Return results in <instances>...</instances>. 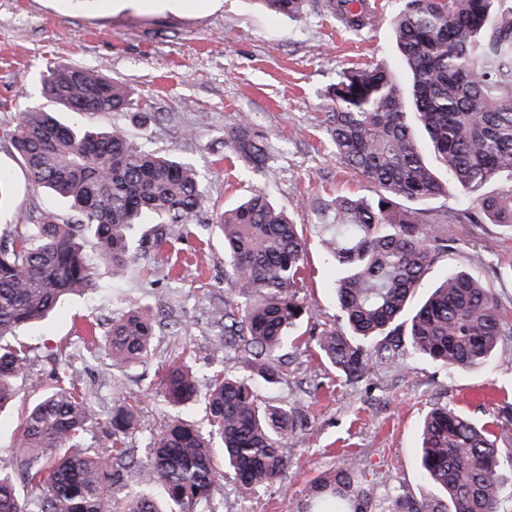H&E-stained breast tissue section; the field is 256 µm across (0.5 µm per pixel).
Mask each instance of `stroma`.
I'll use <instances>...</instances> for the list:
<instances>
[{"instance_id":"35a3bbf8","label":"stroma","mask_w":512,"mask_h":512,"mask_svg":"<svg viewBox=\"0 0 512 512\" xmlns=\"http://www.w3.org/2000/svg\"><path fill=\"white\" fill-rule=\"evenodd\" d=\"M112 2L0 0V131L12 128L25 107L41 104V77L54 63L93 68L126 85L131 105L91 115L90 123L120 129L134 144L194 163L204 175L203 207L190 226L143 225L145 238L159 229L166 242L148 249L145 260L120 279L96 257L94 239H85V251L96 258L92 290L50 320L18 332L32 361L21 402L0 415V465L10 459L27 403L55 386L56 363L68 353L74 382L89 388L99 409L111 408L124 394L139 397L138 427L125 444L134 457L144 458L168 416L157 394L163 372L170 357L186 352L193 372L226 370L251 378L261 404L295 402L306 415L302 430L285 441L291 465L282 479L247 496L232 479H221L211 491L214 512H297L308 481L349 459L375 492V512H388L399 495H435L421 475L420 421L436 404L478 423L511 407L512 335L501 338L482 372H452L428 358L398 353L374 359L369 377L353 382L323 361L311 342L283 346L286 374L274 385L257 377L248 356L228 361L211 347L218 332L214 313L232 295L224 278V242L211 218L257 188L304 226L309 246L298 287L311 311L304 330L338 324L336 272L325 259L308 204L339 193L370 196L375 187L345 174L331 147L324 119L335 104L327 90L349 68H398L391 20L404 0H370L373 22L358 33L338 21L326 0H308L297 18L269 14L253 0H206L198 9H119ZM243 114L251 116L268 148L258 173L224 147ZM0 172L10 182L0 206V235L49 210L60 223L76 220L66 202L31 185L21 158L1 140ZM462 208L452 193L421 204L426 219H448L441 227L448 252L426 282L434 284L451 269L464 271L512 314V228L465 223ZM134 304L162 318L147 364L116 372L102 359L75 356L88 325L106 336L113 318Z\"/></svg>"}]
</instances>
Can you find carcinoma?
I'll list each match as a JSON object with an SVG mask.
<instances>
[{"instance_id":"obj_1","label":"carcinoma","mask_w":512,"mask_h":512,"mask_svg":"<svg viewBox=\"0 0 512 512\" xmlns=\"http://www.w3.org/2000/svg\"><path fill=\"white\" fill-rule=\"evenodd\" d=\"M307 0H258L269 13L297 16ZM334 0L346 27L361 29L369 17ZM409 76L412 100L386 68H350L328 89L336 109L328 135L349 172L374 184V197L338 196L310 207L327 258L335 265L341 326L312 333L319 353L347 381L372 369L370 342L407 336L396 348L459 371L485 368L499 339L512 334L501 303L476 278L451 270L402 322L428 270L446 252L436 227L422 213L397 206L450 190L467 202L464 217L512 227V182L480 193L503 173L512 175V0H405L392 21ZM46 104L29 106L6 133L32 183L66 200L77 223L61 224L51 211L21 224L0 244V412L28 379L27 347L17 329L59 311L71 295L95 283V266L82 239L91 234L99 253L120 276L143 258L138 227L197 221L202 206L196 166L131 144L118 129L64 122L77 115L121 112L131 104L122 84L97 71L59 64L43 78ZM224 145L253 171L267 162L265 144L248 115ZM448 179H440V171ZM224 238V276L239 301L217 313L218 352L243 349L259 376L279 382L278 353L288 333L309 316L297 295L306 242L301 225L257 190L215 218ZM161 319L133 306L112 321L108 338L88 341L117 371L152 355ZM57 368V385L30 408L12 462L0 466V512H112V489L137 469L142 492L127 512H158L159 487L168 512L210 508L216 479L213 455L224 450L227 473L247 494L283 476L289 460L281 440L296 427V405L263 408L250 380L229 375L201 378L180 357L161 380L173 410L201 397L210 430L185 419L165 421L150 456L138 461L120 447L135 429L137 399L125 396L102 414L88 392ZM507 416L481 426L446 405L431 408L420 428L422 476L441 495L424 501L395 497L391 512H500L503 464L498 434ZM27 489L21 496L19 488ZM373 491L349 461L314 479L298 512H373Z\"/></svg>"}]
</instances>
